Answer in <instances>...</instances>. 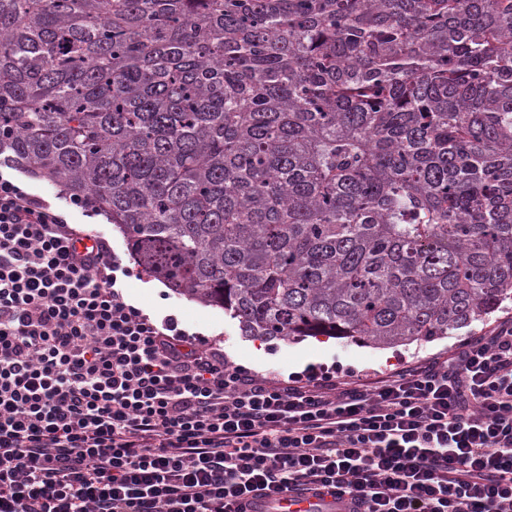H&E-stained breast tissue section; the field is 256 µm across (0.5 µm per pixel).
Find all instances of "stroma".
<instances>
[{"label": "stroma", "mask_w": 512, "mask_h": 512, "mask_svg": "<svg viewBox=\"0 0 512 512\" xmlns=\"http://www.w3.org/2000/svg\"><path fill=\"white\" fill-rule=\"evenodd\" d=\"M71 220L76 229L105 238L120 255L132 275L124 281L126 299L145 312L162 317L176 315L187 333L217 345L233 363L265 376H288L310 366L341 369L371 379L394 372L411 363L436 355L450 354L458 337H448L422 345L396 348L366 347L345 339L307 337L300 340H261L243 335L236 320L223 309L205 306L177 295L169 287L159 286L157 279L134 267L122 233L101 215L73 209Z\"/></svg>", "instance_id": "35a3bbf8"}]
</instances>
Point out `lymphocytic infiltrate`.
<instances>
[{
    "label": "lymphocytic infiltrate",
    "mask_w": 512,
    "mask_h": 512,
    "mask_svg": "<svg viewBox=\"0 0 512 512\" xmlns=\"http://www.w3.org/2000/svg\"><path fill=\"white\" fill-rule=\"evenodd\" d=\"M0 174V512H512V319L368 381L269 377L122 293Z\"/></svg>",
    "instance_id": "lymphocytic-infiltrate-1"
}]
</instances>
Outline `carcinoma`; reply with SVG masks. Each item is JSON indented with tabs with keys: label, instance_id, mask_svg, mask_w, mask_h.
<instances>
[{
	"label": "carcinoma",
	"instance_id": "1",
	"mask_svg": "<svg viewBox=\"0 0 512 512\" xmlns=\"http://www.w3.org/2000/svg\"><path fill=\"white\" fill-rule=\"evenodd\" d=\"M0 160L246 336L512 301V0H0Z\"/></svg>",
	"mask_w": 512,
	"mask_h": 512
}]
</instances>
